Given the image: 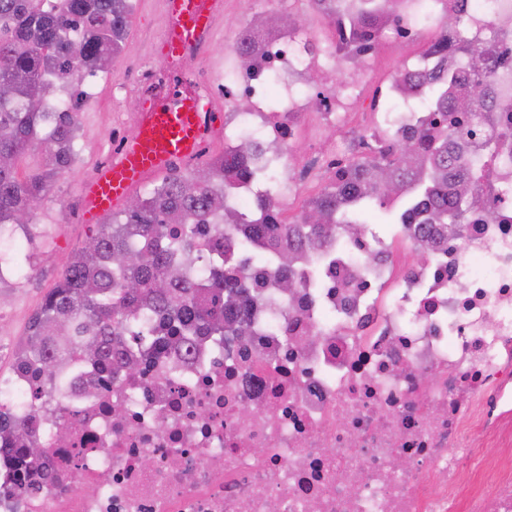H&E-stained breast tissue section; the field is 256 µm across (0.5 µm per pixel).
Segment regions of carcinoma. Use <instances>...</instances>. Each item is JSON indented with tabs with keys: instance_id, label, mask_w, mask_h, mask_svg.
Returning a JSON list of instances; mask_svg holds the SVG:
<instances>
[{
	"instance_id": "cac0c4a2",
	"label": "carcinoma",
	"mask_w": 512,
	"mask_h": 512,
	"mask_svg": "<svg viewBox=\"0 0 512 512\" xmlns=\"http://www.w3.org/2000/svg\"><path fill=\"white\" fill-rule=\"evenodd\" d=\"M346 45L374 52L381 45L376 20L385 0H360L351 11L336 4ZM129 0H60L48 9L44 0H0V227L22 224L51 180L65 166L76 128V113L44 111L45 94L64 72L101 68L123 47L130 23ZM464 63L457 70L420 74L435 94L439 121L422 125L414 142L379 146L336 172L292 224L268 208L278 186L260 172L258 221L239 217L251 244L264 245L283 266L306 250L323 246L335 224L357 226L376 212L386 225L400 223L393 199L410 210L425 206L426 224L436 237L460 235L474 206L467 176L474 131L448 112H469L485 99L482 79L485 41L475 36L459 47ZM43 151L39 170L18 175V162L31 150ZM224 157L188 176L170 175L123 210V219L100 225L66 264L58 282L34 315L20 346L17 366L32 370V410L20 417L0 406V456L12 459L24 480L41 459L38 408L46 391L74 397L95 395L97 371L133 378L145 357L190 351L199 336H238L248 329L243 258L224 239L216 223L225 185L247 173L244 157ZM181 225V231L172 229ZM214 225L207 286L183 274L177 259L193 249L196 229ZM91 364L97 371H89Z\"/></svg>"
}]
</instances>
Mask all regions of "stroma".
I'll list each match as a JSON object with an SVG mask.
<instances>
[{"instance_id": "stroma-1", "label": "stroma", "mask_w": 512, "mask_h": 512, "mask_svg": "<svg viewBox=\"0 0 512 512\" xmlns=\"http://www.w3.org/2000/svg\"><path fill=\"white\" fill-rule=\"evenodd\" d=\"M162 18L159 0H133L124 49L115 59L119 70L135 71L145 57L160 56V44L149 40L148 34ZM437 31V24H427L424 37L410 44L408 54L403 59L392 55L386 48H379L373 55L378 83H385L404 61H417ZM97 92L96 98L87 100L79 109L82 125L80 152L70 169L58 175L49 199L36 204L31 213V224L22 227L9 225L0 230V263L11 270L10 277L0 281V311L8 315L7 322L0 325L1 374L6 375L13 370V354L26 336L31 319L45 296L57 283L64 266L97 232L95 226L71 223L70 213L62 205L64 199L78 190L84 176L94 170L106 146V122L98 113L97 106L108 98L109 82L98 81ZM35 263L41 266L40 277L21 282V275L27 273L29 266Z\"/></svg>"}]
</instances>
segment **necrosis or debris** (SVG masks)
<instances>
[{"label": "necrosis or debris", "instance_id": "necrosis-or-debris-1", "mask_svg": "<svg viewBox=\"0 0 512 512\" xmlns=\"http://www.w3.org/2000/svg\"><path fill=\"white\" fill-rule=\"evenodd\" d=\"M333 0H246V20L224 36V69L209 68L214 38L183 57L117 78L140 106L191 84L206 100L205 144L249 156L281 185L288 212L356 154L416 138L426 89L399 68L375 90L365 55L336 53ZM308 6L323 26L256 22ZM421 0H394L382 40L418 39ZM512 0H466L448 56L487 41L485 79L497 93L499 153L471 178L478 211L460 239L430 240L410 221L388 236L335 226L308 265L279 288L264 248L247 264L250 331L196 342L189 358L162 357L97 396L52 394L42 410L44 469L53 482L17 494L0 459V512H512ZM254 35L250 56L238 43ZM371 120L337 129L350 103ZM141 113H113L102 160L116 164ZM278 146L279 154L268 152ZM495 208L496 218L481 212ZM420 259L401 262L405 250ZM66 441H58L56 432ZM499 449L487 466L483 447ZM403 458L405 467L395 465Z\"/></svg>", "mask_w": 512, "mask_h": 512}]
</instances>
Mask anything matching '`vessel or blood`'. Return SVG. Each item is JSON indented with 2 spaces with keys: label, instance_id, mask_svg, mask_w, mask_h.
<instances>
[{
  "label": "vessel or blood",
  "instance_id": "obj_1",
  "mask_svg": "<svg viewBox=\"0 0 512 512\" xmlns=\"http://www.w3.org/2000/svg\"><path fill=\"white\" fill-rule=\"evenodd\" d=\"M165 7L173 23L164 44L166 53L174 54L194 44L212 26L208 0H166ZM200 131L199 102L192 93L177 90L170 101L151 105L122 163L84 181L86 222L98 221L124 202L145 174L165 171L172 158L193 156Z\"/></svg>",
  "mask_w": 512,
  "mask_h": 512
}]
</instances>
